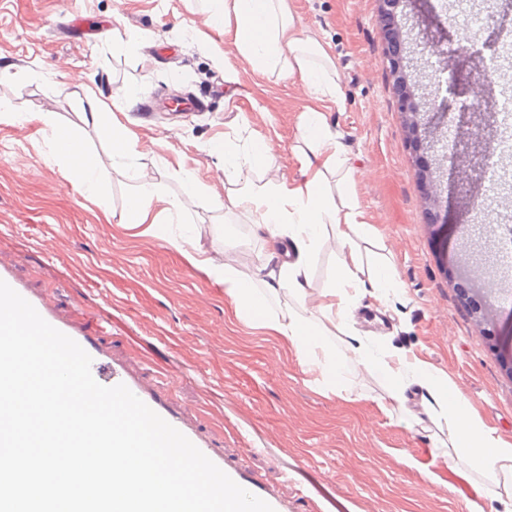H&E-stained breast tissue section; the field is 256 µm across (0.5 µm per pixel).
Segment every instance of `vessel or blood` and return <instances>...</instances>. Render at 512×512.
I'll use <instances>...</instances> for the list:
<instances>
[{"mask_svg": "<svg viewBox=\"0 0 512 512\" xmlns=\"http://www.w3.org/2000/svg\"><path fill=\"white\" fill-rule=\"evenodd\" d=\"M0 280L5 281L26 299L53 327L75 340L92 358L91 372L95 380L105 386L125 384L137 397L172 426L181 431L209 459L230 476L237 484L268 502L274 512H291V504L275 489L253 475L230 465L223 453L216 450L211 441L199 434L192 417L174 410L155 386L146 384L125 360L113 358L111 352L96 343L70 320L59 315L47 295L39 294L23 284L14 274L11 260L0 255Z\"/></svg>", "mask_w": 512, "mask_h": 512, "instance_id": "obj_1", "label": "vessel or blood"}]
</instances>
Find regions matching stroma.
Returning <instances> with one entry per match:
<instances>
[{
    "mask_svg": "<svg viewBox=\"0 0 512 512\" xmlns=\"http://www.w3.org/2000/svg\"><path fill=\"white\" fill-rule=\"evenodd\" d=\"M300 35L328 49L341 102L316 100L301 82L257 73L241 63L233 36L195 27L201 0H0V251L29 288L50 294L69 317L114 357H135L182 410L196 413L232 466L275 485L293 512H468L480 474L461 475L463 460L435 447L438 429L419 390L404 407L386 403L385 379L355 370L338 392L308 378L295 346L245 322L224 286L186 263L184 252L232 247L261 266L255 283L268 316L289 304L278 284L282 257L253 219L218 209L224 199V154L274 141V161L289 182L305 175L301 115L323 112L354 168V191L378 245L365 260L386 256L399 286L383 297L361 291L354 312L360 336L377 352L400 351L450 379L470 411L512 442V376L490 350L461 287H482L512 227L496 222L512 210V186L488 179L460 191L457 153L445 137L458 129L461 99L440 116L442 94L423 69L448 65L453 48L485 41L457 0H402L398 22L408 70L425 99L424 148L410 141L398 97L386 75L378 0H287ZM136 101L124 106L127 90ZM204 103L197 112L169 111V91ZM111 110L98 126L78 114L87 92ZM52 113L92 153L105 154L112 133L151 153L82 178L50 148L51 131L36 115ZM443 156L441 198L429 211L418 178ZM152 172L180 202L164 218V236L122 223L138 189V169ZM200 196H185L183 173ZM463 221L458 238L441 244L443 223ZM321 294L336 279V242L324 232L299 275Z\"/></svg>",
    "mask_w": 512,
    "mask_h": 512,
    "instance_id": "obj_1",
    "label": "stroma"
}]
</instances>
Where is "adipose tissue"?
Segmentation results:
<instances>
[{"instance_id":"adipose-tissue-1","label":"adipose tissue","mask_w":512,"mask_h":512,"mask_svg":"<svg viewBox=\"0 0 512 512\" xmlns=\"http://www.w3.org/2000/svg\"><path fill=\"white\" fill-rule=\"evenodd\" d=\"M202 14L206 23L233 31L238 57L254 71L299 78L306 92L320 101L340 99L341 85L332 57L317 38L299 36L296 17L286 0H203ZM39 118L52 130L53 149L63 150L73 169L83 177L88 195L96 193L93 175L104 161L117 165L135 154L132 143L119 134L112 137L108 159L87 154L81 151L75 135L56 126L51 113H40ZM301 127L306 143L302 158L307 177L298 185H289L264 145L251 146L244 153L229 145L224 148L225 174L231 185L224 196V208L254 218L275 243L284 246L286 260L281 273L289 295L299 304L298 309L274 318L266 315L252 289L259 268L241 269L229 257L200 258L191 253L187 254V261L223 282L242 319L294 345L302 366L319 372L325 389L336 391L341 377L353 364L368 371H382L391 381V400L401 405L407 401L410 384H417L426 412L444 423L447 430L442 447L453 451L472 469L491 475L498 489L490 493V500L499 502L502 512H512V444L478 417L463 411L462 395L454 384L398 353L377 355L361 343L353 347L352 361L346 362L328 347L329 337L348 336L355 295L361 288H371L375 296L381 297L395 287L396 281L389 263H381L369 273L363 268L358 243L372 238V227L351 187L353 169L323 113L313 109L303 112ZM254 167L262 168L265 178L263 186L256 190L242 184L245 170ZM137 177L139 191L129 203L124 223H147L156 205L165 213L177 209L176 199L149 173L141 171ZM326 228L332 229L339 249L336 282L333 288L313 297L298 274Z\"/></svg>"}]
</instances>
